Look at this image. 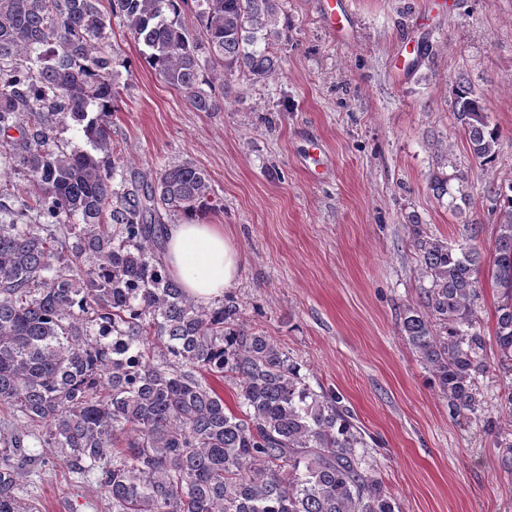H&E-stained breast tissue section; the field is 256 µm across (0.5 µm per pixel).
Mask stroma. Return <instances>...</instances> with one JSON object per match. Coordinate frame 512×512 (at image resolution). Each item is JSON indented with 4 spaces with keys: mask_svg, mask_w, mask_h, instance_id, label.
I'll return each instance as SVG.
<instances>
[{
    "mask_svg": "<svg viewBox=\"0 0 512 512\" xmlns=\"http://www.w3.org/2000/svg\"><path fill=\"white\" fill-rule=\"evenodd\" d=\"M288 27L281 69L233 78L223 111L199 112L140 60L120 21L110 40L120 99L110 122L126 175L191 161L222 202L206 220L240 254L230 294L246 328L269 336L314 391L336 394L365 443L395 512H512L511 382L480 377L481 422L448 402L401 331L429 281L410 231L463 241L479 224L484 256L503 222L494 192L512 182V0H336L347 30L332 34L319 0H280ZM465 80L501 132L484 168L453 115ZM464 188L453 207L435 177ZM0 425L24 434L12 460L32 459L16 492L39 512H112L98 471L66 466L0 407Z\"/></svg>",
    "mask_w": 512,
    "mask_h": 512,
    "instance_id": "1",
    "label": "stroma"
}]
</instances>
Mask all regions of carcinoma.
Wrapping results in <instances>:
<instances>
[{"label":"carcinoma","mask_w":512,"mask_h":512,"mask_svg":"<svg viewBox=\"0 0 512 512\" xmlns=\"http://www.w3.org/2000/svg\"><path fill=\"white\" fill-rule=\"evenodd\" d=\"M190 1L199 36L180 19ZM110 2L146 63L198 112L224 109L235 71L254 83L277 74L279 0ZM100 5L0 0V164L28 176L15 219L0 225V405L45 430L74 469L100 468L112 512H394L336 396L313 391L276 344L244 329L234 299L207 311L166 272L161 212L201 220L219 210L208 172L185 161L113 186L108 118L120 91ZM216 80L221 94L203 89ZM454 102L470 151L491 164L499 128L463 80ZM22 112L32 120L11 140ZM60 115L84 124L92 151L56 144ZM494 206L506 219L488 274L510 295L497 309L496 365L512 374V182ZM75 216L84 227L72 256L97 259L86 276L62 256L65 241L19 223ZM478 235L473 224L450 245L414 228L430 286L402 321L458 416L481 408L477 376L490 368ZM226 378L235 411L213 386ZM23 443L0 427V447ZM24 465L0 467V512H29L15 493Z\"/></svg>","instance_id":"cac0c4a2"}]
</instances>
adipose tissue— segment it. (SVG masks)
<instances>
[{
  "mask_svg": "<svg viewBox=\"0 0 512 512\" xmlns=\"http://www.w3.org/2000/svg\"><path fill=\"white\" fill-rule=\"evenodd\" d=\"M165 268L187 295L208 305L234 287L239 254L221 225L185 220L167 227Z\"/></svg>",
  "mask_w": 512,
  "mask_h": 512,
  "instance_id": "ef3b65f1",
  "label": "adipose tissue"
}]
</instances>
